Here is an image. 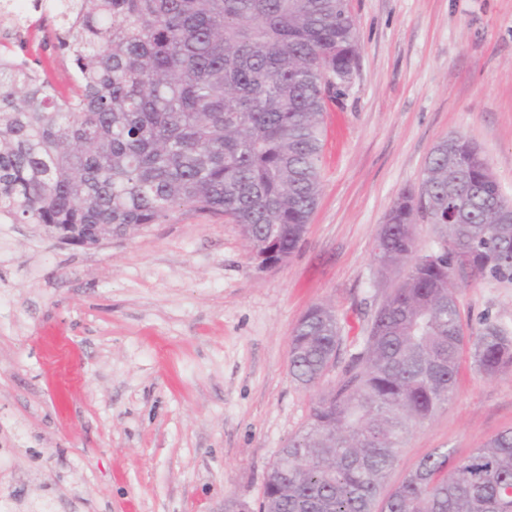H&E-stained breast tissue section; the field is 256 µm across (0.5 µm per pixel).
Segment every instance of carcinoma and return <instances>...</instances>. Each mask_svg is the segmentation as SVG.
<instances>
[{"mask_svg":"<svg viewBox=\"0 0 512 512\" xmlns=\"http://www.w3.org/2000/svg\"><path fill=\"white\" fill-rule=\"evenodd\" d=\"M74 69L61 94L0 41V214L78 244L163 224L181 208L226 217L253 254L288 259L321 191L325 98L351 82L347 0H34ZM489 162L461 135L431 149L418 190L391 208L379 268L408 266L361 349L272 468L261 512H512V428L458 457L438 449L387 494L413 429L456 393L459 359L495 377L512 335L464 332L455 273L512 283V219ZM438 246L417 255L416 224ZM334 311L291 337L290 373L312 386L338 357Z\"/></svg>","mask_w":512,"mask_h":512,"instance_id":"1","label":"carcinoma"}]
</instances>
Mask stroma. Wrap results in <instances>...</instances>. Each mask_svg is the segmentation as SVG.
Listing matches in <instances>:
<instances>
[{
    "label": "stroma",
    "instance_id": "35a3bbf8",
    "mask_svg": "<svg viewBox=\"0 0 512 512\" xmlns=\"http://www.w3.org/2000/svg\"><path fill=\"white\" fill-rule=\"evenodd\" d=\"M359 31L327 101L321 194L297 250L260 267L237 224L188 209L91 248L0 216V501L15 512H258L277 452L336 386L403 278L375 247L433 145L456 133L512 199V0H349ZM462 320L512 332V284L464 274ZM333 308L343 343L314 388L291 334ZM512 427V368L462 357L456 395L408 437L387 486L427 455Z\"/></svg>",
    "mask_w": 512,
    "mask_h": 512
}]
</instances>
